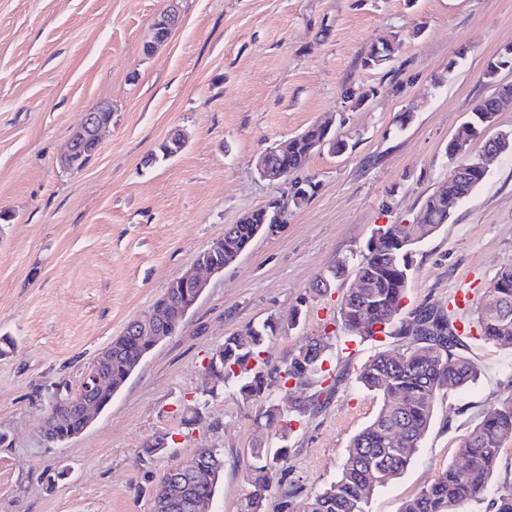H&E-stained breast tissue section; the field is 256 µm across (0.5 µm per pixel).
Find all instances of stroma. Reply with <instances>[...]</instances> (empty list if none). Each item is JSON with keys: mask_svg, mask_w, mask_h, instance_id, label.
Listing matches in <instances>:
<instances>
[{"mask_svg": "<svg viewBox=\"0 0 512 512\" xmlns=\"http://www.w3.org/2000/svg\"><path fill=\"white\" fill-rule=\"evenodd\" d=\"M167 5L0 0V337L11 340L0 356V512H152L162 475L201 448L224 451L210 512H240L251 449L283 446L271 501L307 512L380 408L357 367L400 344L335 333L354 272L323 293L312 283L339 258L357 262L379 227L413 223L453 166L449 140L491 92L487 61L512 42V0H179L169 42L144 55ZM393 34L402 42L394 61L364 69L372 43ZM358 89L370 92L359 107L348 97ZM102 102L112 125L100 148L83 170H63L74 128ZM325 121L346 141L342 153L316 151L275 185L259 176L268 148ZM177 130L186 145L158 159ZM303 186L306 199L294 202ZM261 208L276 214L273 227L211 279L89 428L48 443L39 424L55 388L77 386L225 225ZM506 267L512 155L416 247L403 310L450 304L466 288L473 306L458 318L473 321ZM269 318L283 327L265 353L274 364L306 338L335 333L324 363L338 379L331 398L285 441L257 424L258 405L228 389L183 426L184 406L210 385L211 352ZM462 353L479 380L439 396L410 466L374 492L368 512H399L512 393V350L470 339ZM158 431L172 433L170 446L143 461L142 443ZM294 485L302 494L285 499Z\"/></svg>", "mask_w": 512, "mask_h": 512, "instance_id": "obj_1", "label": "stroma"}]
</instances>
